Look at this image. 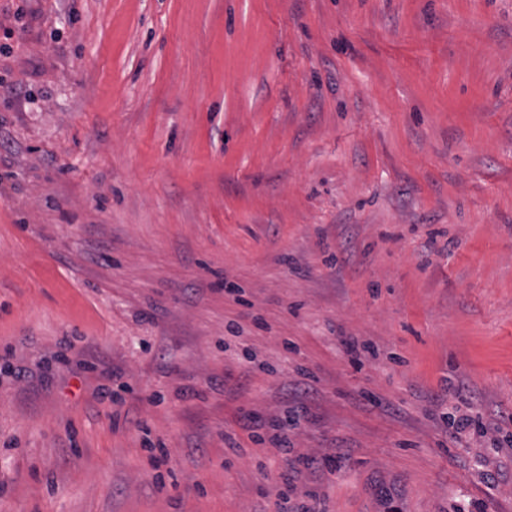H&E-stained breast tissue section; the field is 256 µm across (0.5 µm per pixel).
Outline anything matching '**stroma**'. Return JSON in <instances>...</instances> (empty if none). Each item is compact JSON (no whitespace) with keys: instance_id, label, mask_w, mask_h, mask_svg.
I'll return each instance as SVG.
<instances>
[{"instance_id":"stroma-1","label":"stroma","mask_w":512,"mask_h":512,"mask_svg":"<svg viewBox=\"0 0 512 512\" xmlns=\"http://www.w3.org/2000/svg\"><path fill=\"white\" fill-rule=\"evenodd\" d=\"M6 43L0 512H512V0H0Z\"/></svg>"}]
</instances>
